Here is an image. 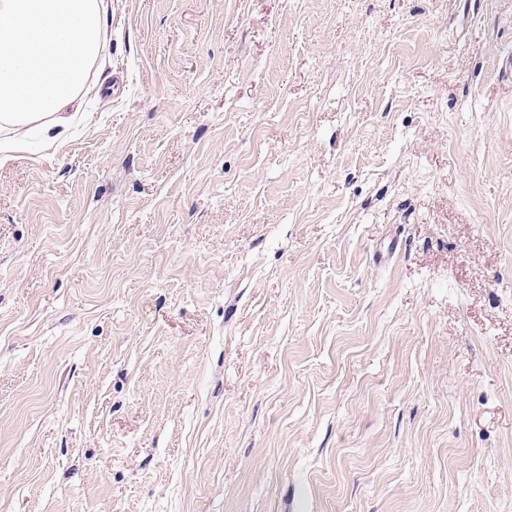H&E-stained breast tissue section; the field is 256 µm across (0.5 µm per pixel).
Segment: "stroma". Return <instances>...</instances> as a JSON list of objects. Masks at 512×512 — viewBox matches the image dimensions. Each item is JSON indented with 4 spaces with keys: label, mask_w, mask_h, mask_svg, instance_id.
<instances>
[{
    "label": "stroma",
    "mask_w": 512,
    "mask_h": 512,
    "mask_svg": "<svg viewBox=\"0 0 512 512\" xmlns=\"http://www.w3.org/2000/svg\"><path fill=\"white\" fill-rule=\"evenodd\" d=\"M0 132V512H512V0H112Z\"/></svg>",
    "instance_id": "35a3bbf8"
}]
</instances>
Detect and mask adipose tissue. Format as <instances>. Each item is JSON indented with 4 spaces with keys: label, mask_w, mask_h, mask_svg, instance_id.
Here are the masks:
<instances>
[{
    "label": "adipose tissue",
    "mask_w": 512,
    "mask_h": 512,
    "mask_svg": "<svg viewBox=\"0 0 512 512\" xmlns=\"http://www.w3.org/2000/svg\"><path fill=\"white\" fill-rule=\"evenodd\" d=\"M112 0H0V130L68 125L110 63Z\"/></svg>",
    "instance_id": "ef3b65f1"
}]
</instances>
